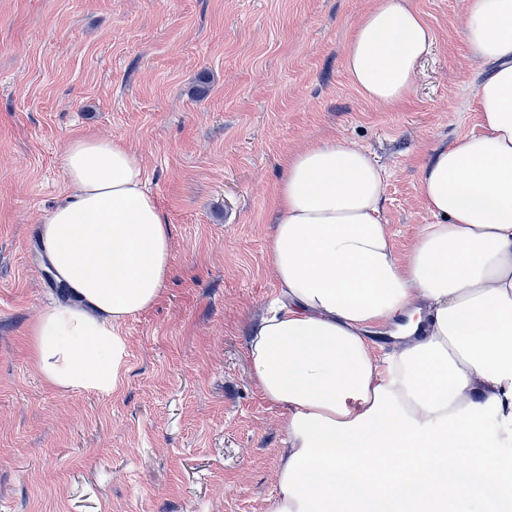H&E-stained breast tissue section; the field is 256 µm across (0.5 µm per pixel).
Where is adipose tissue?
Returning a JSON list of instances; mask_svg holds the SVG:
<instances>
[{"instance_id": "1", "label": "adipose tissue", "mask_w": 512, "mask_h": 512, "mask_svg": "<svg viewBox=\"0 0 512 512\" xmlns=\"http://www.w3.org/2000/svg\"><path fill=\"white\" fill-rule=\"evenodd\" d=\"M463 31L494 66L475 94L481 129L425 167L434 221L407 256L364 149L335 136L288 158L268 248L281 297L247 346L259 394L288 412L267 512H512V0H466ZM433 42L408 0H375L347 73L399 105ZM63 160L74 191L40 238L71 300L40 313L34 356L52 384L108 394L116 323L170 275L169 227L123 142L74 139ZM399 321L402 342L376 360L367 329Z\"/></svg>"}]
</instances>
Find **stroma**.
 <instances>
[{"instance_id": "stroma-1", "label": "stroma", "mask_w": 512, "mask_h": 512, "mask_svg": "<svg viewBox=\"0 0 512 512\" xmlns=\"http://www.w3.org/2000/svg\"><path fill=\"white\" fill-rule=\"evenodd\" d=\"M374 0H0V512H267L287 412L259 395L252 327L288 155L334 136L387 171L399 255L431 217L436 150L479 129L486 74L465 0H411L434 33L409 98L352 84L345 50ZM127 143L169 225L160 299L117 323L121 385L65 390L31 358L58 301L40 240L71 193L63 148Z\"/></svg>"}]
</instances>
